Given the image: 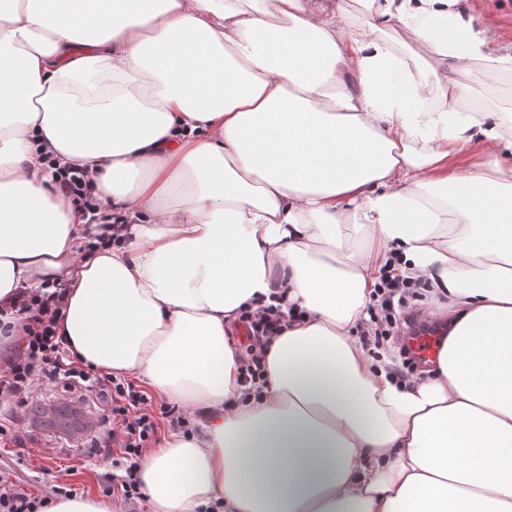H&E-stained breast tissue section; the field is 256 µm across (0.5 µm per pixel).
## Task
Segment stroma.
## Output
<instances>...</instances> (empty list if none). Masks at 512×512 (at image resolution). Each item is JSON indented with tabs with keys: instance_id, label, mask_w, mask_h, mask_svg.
Instances as JSON below:
<instances>
[{
	"instance_id": "obj_1",
	"label": "stroma",
	"mask_w": 512,
	"mask_h": 512,
	"mask_svg": "<svg viewBox=\"0 0 512 512\" xmlns=\"http://www.w3.org/2000/svg\"><path fill=\"white\" fill-rule=\"evenodd\" d=\"M470 14L488 26V36L498 43H512V0H467ZM55 407L76 413V429L65 431L45 423L43 416H29L13 400L0 401V463L14 467L35 496L50 494L54 487L67 486L80 495L101 496V476L111 463L87 461L83 448L93 435L94 420L89 408L71 399L62 384H54Z\"/></svg>"
}]
</instances>
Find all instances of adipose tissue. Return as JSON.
<instances>
[{
  "label": "adipose tissue",
  "instance_id": "obj_1",
  "mask_svg": "<svg viewBox=\"0 0 512 512\" xmlns=\"http://www.w3.org/2000/svg\"><path fill=\"white\" fill-rule=\"evenodd\" d=\"M359 3L0 0V337L57 279L79 362L198 413L140 463L153 512H512V110L460 79L512 86V43L466 0ZM395 255L450 317L406 385L355 336ZM53 180L59 190L92 211L100 210L104 205L93 194L92 181L78 169L57 168L53 173ZM282 316L280 306L270 305L260 308L254 314L246 313L242 317L249 342L247 345V338L241 329L237 335V342L242 352L245 351L240 367L243 383L253 382L262 377L264 373L261 369V355L264 352L262 349L281 330Z\"/></svg>",
  "mask_w": 512,
  "mask_h": 512
}]
</instances>
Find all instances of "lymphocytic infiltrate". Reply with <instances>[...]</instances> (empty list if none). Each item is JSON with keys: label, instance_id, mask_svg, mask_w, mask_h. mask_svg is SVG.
<instances>
[{"label": "lymphocytic infiltrate", "instance_id": "f902f5d3", "mask_svg": "<svg viewBox=\"0 0 512 512\" xmlns=\"http://www.w3.org/2000/svg\"><path fill=\"white\" fill-rule=\"evenodd\" d=\"M417 296L414 283L402 278L393 263H386L375 285V302L369 310L370 326L361 334L362 345L380 349L391 337L398 335L401 320L408 317L406 309ZM19 305L29 314L22 338L25 351L22 358L12 364L7 381H0V391H7L25 407L44 382L61 380L68 391L82 398H92L101 414L88 456L106 459L112 449H120L124 473L118 477L105 474L104 488L119 490L127 501L140 497L139 457L158 431L157 418L149 408V398L121 378L100 376L76 365L69 353L67 339L60 336L57 329L61 315L59 292L45 291L28 296L20 299ZM282 316L280 307L273 305L244 315L248 345L241 359L243 381L262 377L263 348L280 331ZM42 503V498L28 493L13 470L0 468V512H36Z\"/></svg>", "mask_w": 512, "mask_h": 512}]
</instances>
